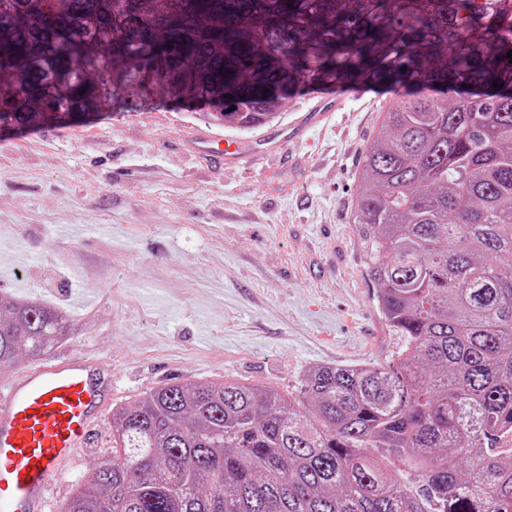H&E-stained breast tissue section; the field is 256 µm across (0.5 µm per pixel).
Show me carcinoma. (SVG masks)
<instances>
[{
	"label": "carcinoma",
	"mask_w": 512,
	"mask_h": 512,
	"mask_svg": "<svg viewBox=\"0 0 512 512\" xmlns=\"http://www.w3.org/2000/svg\"><path fill=\"white\" fill-rule=\"evenodd\" d=\"M0 49V71L27 55L15 31L41 28L36 66L67 84L84 109L95 41L34 7ZM240 0H220L224 57L186 60L205 42L184 38L174 18L153 27L177 45L169 77L249 70L252 95L219 126L249 129L275 119L264 90L295 77L258 51ZM332 15L304 4L298 42L338 51L336 76L399 84L407 73L473 93L449 103L421 93L381 113L365 149L354 223L371 241L377 307L400 344L385 364L318 366L299 394L241 381L173 383L112 408V450L61 512H512V14L497 0H357ZM488 19L474 30L471 18ZM400 15L420 17L405 31ZM117 65L140 61L127 43L101 48ZM17 95L37 100L40 84ZM42 112H0V126H28ZM68 335L58 311L0 295V366L46 354ZM308 403L300 412V403Z\"/></svg>",
	"instance_id": "carcinoma-1"
}]
</instances>
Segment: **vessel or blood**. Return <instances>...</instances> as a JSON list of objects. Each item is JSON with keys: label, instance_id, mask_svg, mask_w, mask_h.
I'll list each match as a JSON object with an SVG mask.
<instances>
[{"label": "vessel or blood", "instance_id": "b4317fda", "mask_svg": "<svg viewBox=\"0 0 512 512\" xmlns=\"http://www.w3.org/2000/svg\"><path fill=\"white\" fill-rule=\"evenodd\" d=\"M346 97L321 88L300 95L301 113L289 137L340 111ZM185 146L208 163L232 160L252 165L260 150L221 145L208 133H194ZM104 361L81 356L32 367L0 383V512H46L52 484L73 463L95 424L106 394Z\"/></svg>", "mask_w": 512, "mask_h": 512}]
</instances>
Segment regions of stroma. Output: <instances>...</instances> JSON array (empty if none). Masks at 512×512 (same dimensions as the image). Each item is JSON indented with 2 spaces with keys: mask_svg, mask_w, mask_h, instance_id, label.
I'll return each mask as SVG.
<instances>
[{
  "mask_svg": "<svg viewBox=\"0 0 512 512\" xmlns=\"http://www.w3.org/2000/svg\"><path fill=\"white\" fill-rule=\"evenodd\" d=\"M421 90L375 84L374 100H347L292 141L293 96L274 121L240 129L150 90L0 132V294L64 315L70 334L52 357L112 363V395L52 512L92 477L116 404L185 381L292 392L317 366L390 361L398 338L353 204L380 112ZM197 131L276 151L217 173L180 145Z\"/></svg>",
  "mask_w": 512,
  "mask_h": 512,
  "instance_id": "1",
  "label": "stroma"
}]
</instances>
